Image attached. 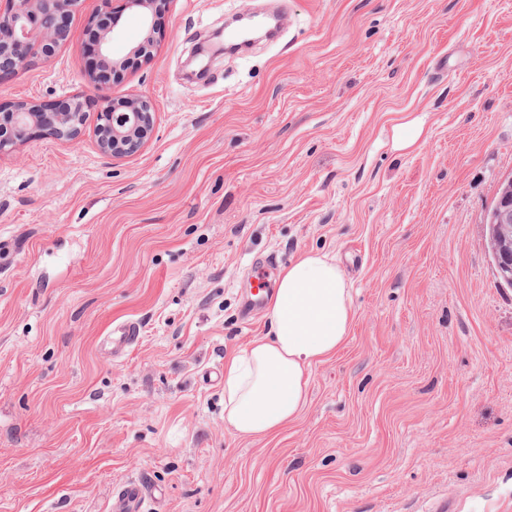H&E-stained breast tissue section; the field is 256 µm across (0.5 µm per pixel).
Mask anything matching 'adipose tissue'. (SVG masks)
Segmentation results:
<instances>
[{
  "label": "adipose tissue",
  "mask_w": 512,
  "mask_h": 512,
  "mask_svg": "<svg viewBox=\"0 0 512 512\" xmlns=\"http://www.w3.org/2000/svg\"><path fill=\"white\" fill-rule=\"evenodd\" d=\"M267 335L224 363V423L242 437L277 433L306 404L312 366L336 353L354 319L333 257L308 252L284 268L267 307Z\"/></svg>",
  "instance_id": "obj_1"
}]
</instances>
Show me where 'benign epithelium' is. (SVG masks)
I'll return each instance as SVG.
<instances>
[{"mask_svg":"<svg viewBox=\"0 0 512 512\" xmlns=\"http://www.w3.org/2000/svg\"><path fill=\"white\" fill-rule=\"evenodd\" d=\"M0 9V84L37 58L48 59L69 38V19L83 0H5ZM170 0H124V8L136 13L143 37L132 44L125 57H112L113 28L99 34L89 47L94 66L88 79L98 85V74L121 77L147 61L160 46L159 19ZM99 110L92 134L98 151L117 157L138 152L155 134V110L143 95L98 97ZM86 131L82 97L62 100V106L19 100L0 112V156L33 138L74 141ZM490 249L499 278L512 287V176L501 184L495 208L487 220Z\"/></svg>","mask_w":512,"mask_h":512,"instance_id":"1","label":"benign epithelium"}]
</instances>
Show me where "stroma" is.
<instances>
[{"label":"stroma","instance_id":"1","mask_svg":"<svg viewBox=\"0 0 512 512\" xmlns=\"http://www.w3.org/2000/svg\"><path fill=\"white\" fill-rule=\"evenodd\" d=\"M69 41L0 103L78 94ZM251 8L277 41L228 54ZM150 61L107 84L147 96L137 153L85 135L0 156V512H512V287L486 217L512 175V0H170ZM336 257L344 346L278 434L224 425V362L252 275ZM128 320L140 337L113 357ZM140 332L138 323L134 321H126L112 328L111 336L107 342L113 356L121 355L131 345H133ZM144 485L131 483L125 485L112 502L114 512H140V507L145 498Z\"/></svg>","mask_w":512,"mask_h":512}]
</instances>
